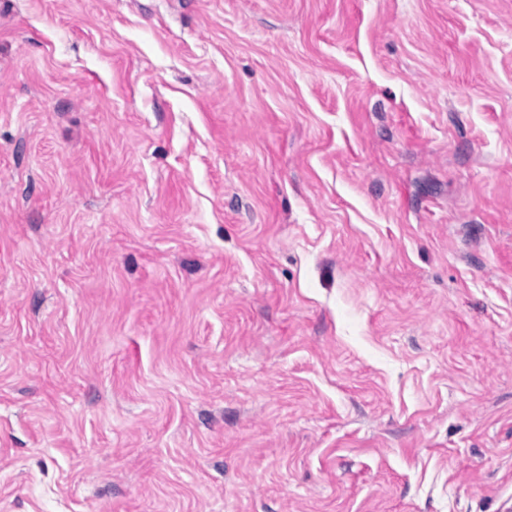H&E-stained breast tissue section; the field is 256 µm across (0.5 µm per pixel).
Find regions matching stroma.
Listing matches in <instances>:
<instances>
[{"mask_svg": "<svg viewBox=\"0 0 512 512\" xmlns=\"http://www.w3.org/2000/svg\"><path fill=\"white\" fill-rule=\"evenodd\" d=\"M0 512H512V0H0Z\"/></svg>", "mask_w": 512, "mask_h": 512, "instance_id": "1", "label": "stroma"}]
</instances>
